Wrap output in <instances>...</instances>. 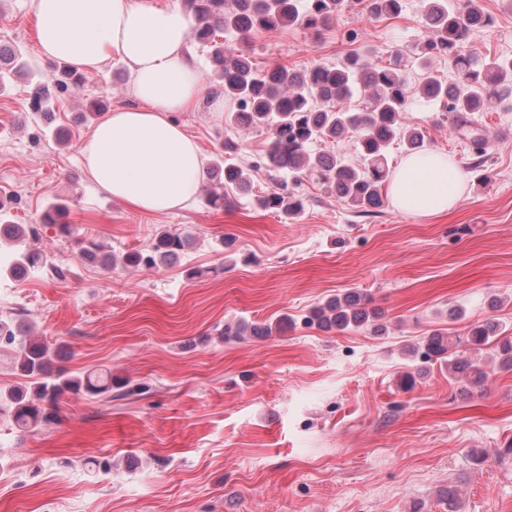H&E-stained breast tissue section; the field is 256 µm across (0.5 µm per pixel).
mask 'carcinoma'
<instances>
[{
    "mask_svg": "<svg viewBox=\"0 0 512 512\" xmlns=\"http://www.w3.org/2000/svg\"><path fill=\"white\" fill-rule=\"evenodd\" d=\"M183 6L193 19L192 38L208 48L224 96L236 101L237 108L227 113L225 124L241 130H265L270 138L268 159L273 168L292 175L316 176L338 201L360 213L370 214L382 207L390 145L398 140L412 154L424 151L426 140L421 128L405 123L412 94L402 55L390 54L389 63L382 67L355 54L336 67L260 71L244 50L228 48L218 41L223 33L245 41L258 29L300 26L316 31L353 7L354 0H183ZM364 9L374 18L397 15L402 10V0H365ZM422 13L429 37L417 47L425 66L417 92L439 102L443 110L452 114L454 126L463 127L467 116L482 111L494 95L512 92V60L482 61L468 50L472 30L492 23V18L473 0H422ZM435 58L452 64L456 80L448 82L433 74L429 65ZM16 74L28 76L30 72L17 52L0 50V88ZM83 80L80 72L65 65L57 67L51 76L35 80L32 109L39 111L48 105L51 89L68 91L81 86ZM358 93L366 99L362 109L349 112L339 107L343 100ZM345 137L356 138L362 157L359 168L337 156L309 151L314 142L333 144ZM238 150L235 141H224L210 169L223 175L224 185L248 192L250 176L237 160ZM255 203L260 209L289 220L304 211L302 199L279 193L257 195ZM67 211L65 204L53 203L43 211L40 223L57 227L65 238L76 239L83 256L98 259L104 266L116 263L100 243L77 237L74 225L65 221ZM35 235V227L6 220L0 202V243L24 248L9 269L22 268L32 273L48 267L63 277L59 267L49 265L46 256L28 245ZM189 244V236L163 231L151 250L128 252L121 257V263L132 269L157 267L178 256ZM380 318L381 313L368 308V300L360 293L346 291L316 307L308 323L327 332L362 327L381 332ZM283 327L281 321L272 325L240 319L224 324L222 336H270ZM500 331L497 323L478 322L470 325L463 337L445 339L443 334L433 333L426 340L422 358L448 368V374L465 387L481 389L494 369L512 370V337L502 336ZM2 343L11 347L12 369L26 382L0 396V417L9 416L21 429H36L54 420L58 402L66 393L110 399L112 391L122 396L129 386V381L114 380L110 373L93 377L54 367L56 352L49 345L22 327L0 320ZM462 344L469 346L470 356L459 355Z\"/></svg>",
    "mask_w": 512,
    "mask_h": 512,
    "instance_id": "cac0c4a2",
    "label": "carcinoma"
}]
</instances>
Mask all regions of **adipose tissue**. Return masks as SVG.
<instances>
[{
  "label": "adipose tissue",
  "instance_id": "obj_1",
  "mask_svg": "<svg viewBox=\"0 0 512 512\" xmlns=\"http://www.w3.org/2000/svg\"><path fill=\"white\" fill-rule=\"evenodd\" d=\"M41 52L81 70L101 69L120 56L134 77L141 105L107 113L80 151L93 181L113 199L143 213H168L198 190L202 157L197 144L172 120L175 112L208 104L224 109L206 79L184 53L191 17L172 0H36ZM466 176L447 155L406 156L388 179L398 211L431 217L461 202Z\"/></svg>",
  "mask_w": 512,
  "mask_h": 512
}]
</instances>
